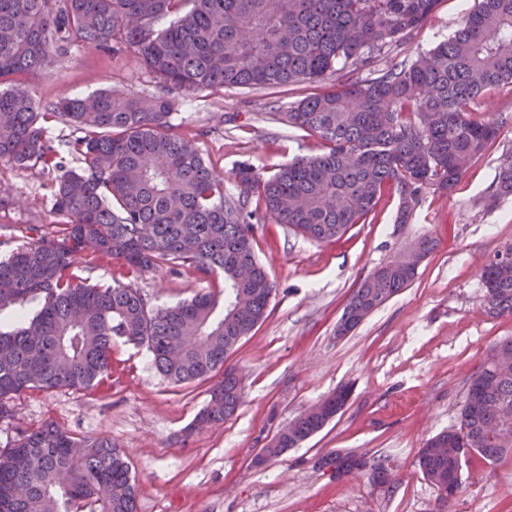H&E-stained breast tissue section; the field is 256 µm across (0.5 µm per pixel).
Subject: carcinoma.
Returning a JSON list of instances; mask_svg holds the SVG:
<instances>
[{"label":"carcinoma","instance_id":"obj_1","mask_svg":"<svg viewBox=\"0 0 512 512\" xmlns=\"http://www.w3.org/2000/svg\"><path fill=\"white\" fill-rule=\"evenodd\" d=\"M440 0H0V161L56 174L54 209L70 224L0 259V313L28 302L25 326L0 330V419L32 388L82 389L112 367L117 339L147 346L176 383L218 377L190 430L219 424L243 396L228 353L267 317L273 285L258 261L253 222L285 225L318 243L366 222L382 196L399 195L403 227L431 195L451 194L472 161L500 134L495 115L475 116L487 91L512 93V0H474L459 28L425 53L375 78L318 86L325 76L405 42ZM167 25H162V22ZM134 51L164 91L101 90L42 103L16 77L40 69L73 41ZM314 89L284 113L322 153L268 174L240 163L229 176L195 141L171 132L175 90ZM73 127L62 154L45 124ZM80 166H67L66 155ZM234 191H229L227 185ZM493 197H512V164L499 168ZM122 261L139 273L191 267L213 287L157 308L132 283L90 285L75 273L81 253ZM417 268L400 260L373 270L341 320L357 327L400 293ZM484 308L512 316V265L484 266ZM512 338L494 344L473 375L459 426L429 439L419 467L448 497L463 463L512 455V426L492 435L488 414H512ZM336 416L322 400L277 429L271 457L298 446ZM337 472L375 476L387 460L324 459ZM0 512H136L129 465L112 441L76 437L54 424L22 432L0 450Z\"/></svg>","mask_w":512,"mask_h":512}]
</instances>
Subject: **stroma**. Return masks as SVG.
Returning a JSON list of instances; mask_svg holds the SVG:
<instances>
[{
  "instance_id": "1",
  "label": "stroma",
  "mask_w": 512,
  "mask_h": 512,
  "mask_svg": "<svg viewBox=\"0 0 512 512\" xmlns=\"http://www.w3.org/2000/svg\"><path fill=\"white\" fill-rule=\"evenodd\" d=\"M474 0H441L414 37L385 48L352 80L413 59L447 38ZM23 83L43 102L115 89L152 95L161 87L132 51L112 54L73 43L66 55ZM304 85L176 92L174 133L195 139L208 163L231 173L243 161L270 172L319 151L317 139L278 115L308 95ZM503 123L455 192L431 196L398 229L397 194L382 198L372 220L340 240L317 243L278 224L256 234L255 253L273 284L266 319L229 353L243 379L239 408L224 424L192 436L184 428L209 400V382L177 385L162 377L146 347L116 342L112 371L85 390L31 389L0 420V449L45 422L82 436H106L121 448L137 486V512H435L437 491L418 458L428 439L457 426L472 375L489 347L512 337V317L482 308L481 272L512 243V199L493 197V180L512 158V94L492 92ZM52 177L41 168L0 161V258L34 233L62 235L67 219L52 207ZM430 231L437 249L411 284L349 335L336 334L343 306L361 280L415 234ZM77 273L91 284L134 281L151 305L192 298L208 282L193 270H149L128 278L121 262L84 254ZM348 387L342 410L319 432L266 465L253 457L278 426ZM353 452L387 458L393 481L374 486L367 472L336 476L320 461ZM448 512H512V456L471 459Z\"/></svg>"
}]
</instances>
